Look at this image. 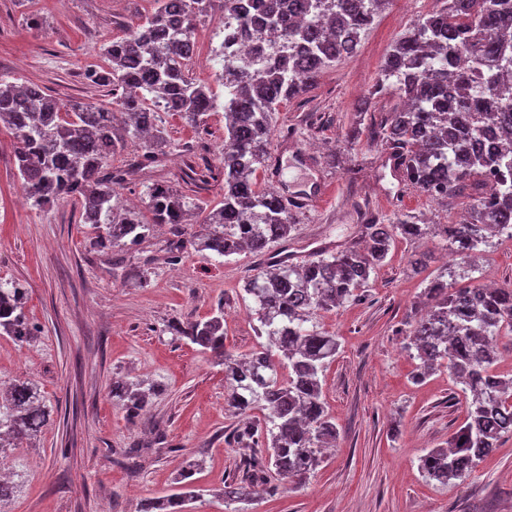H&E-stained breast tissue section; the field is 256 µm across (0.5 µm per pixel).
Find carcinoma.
<instances>
[{
  "label": "carcinoma",
  "instance_id": "carcinoma-1",
  "mask_svg": "<svg viewBox=\"0 0 512 512\" xmlns=\"http://www.w3.org/2000/svg\"><path fill=\"white\" fill-rule=\"evenodd\" d=\"M145 23L103 44L104 67L86 78L106 88L115 113L91 104L59 102L35 83L0 76V127L14 135V157L27 199L39 207L74 200L81 221L97 230L96 245L134 246L159 224H186L193 215L186 196L161 181L147 190L150 222L112 205V186L137 174L153 173L169 154L170 142L156 122V109L178 114L192 127L224 110V202L201 211L194 245L229 257L265 253L288 239L293 216L283 194L258 187L257 172L267 155L271 114L305 94L328 63L353 53L360 33L387 0H271L256 23L244 0H224V14L245 25L279 34L271 47L288 52L272 67H235L216 73L228 89L227 103L210 87L193 81L188 64L196 55L195 25L213 0H158ZM470 60L477 81L450 69L458 55ZM394 89L407 106L390 113L382 142L400 177L435 199L456 195L468 181L494 177L495 193H483L468 218L443 229V241L466 265L489 243L497 228L512 231V0H448V6L419 20L386 57L381 78L369 92ZM129 139L144 152L125 168L112 169V155ZM427 225L401 219L367 225L368 245L323 252L303 265L281 262L253 276L244 292L253 303L258 337L266 342L241 359L224 358V305L207 318L173 327L175 333L224 364L228 407L243 420L227 442L243 450L242 474L224 481L220 496L231 505L250 500V486L273 472L281 483L301 480L323 462L336 440V423L325 410L323 372L335 359L336 337L313 323L316 312L358 296L371 273L399 238L415 241ZM448 276L433 279L432 305L410 325L405 350L418 360L415 379L441 367L465 393V418L445 448L419 457L429 481L448 485L471 478L500 440L512 436V375L495 369L496 340L512 333V288L457 287ZM26 291L0 282V336L28 343L38 333L24 311ZM112 402L127 416L144 415L157 388L142 381L114 380ZM264 411L262 422L250 413ZM52 411L36 383L0 385V456L20 447L49 423ZM199 470L188 462L172 493L145 498L138 512H188L203 498Z\"/></svg>",
  "mask_w": 512,
  "mask_h": 512
}]
</instances>
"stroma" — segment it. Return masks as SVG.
Segmentation results:
<instances>
[{
	"label": "stroma",
	"mask_w": 512,
	"mask_h": 512,
	"mask_svg": "<svg viewBox=\"0 0 512 512\" xmlns=\"http://www.w3.org/2000/svg\"><path fill=\"white\" fill-rule=\"evenodd\" d=\"M447 3L387 0L354 53L271 115L268 152L280 166L263 167L259 187L322 201L293 209L295 229L270 255L299 263L321 249L363 244L368 214L384 224L407 215L428 233L397 239L361 296L318 312L320 330L340 344L323 378L336 445L313 474L255 491L243 512H512L510 435L468 480L443 486L422 476L419 456L447 445L464 420L465 397L444 368L414 381L416 362L403 349L405 324L428 305L430 281L454 265L440 227L465 218L481 190L469 185L447 202L433 199L395 176L388 151L370 133L402 104L392 90L370 94L391 46ZM155 8L154 0H0V74L37 83L65 104L111 107L105 88L83 74L103 65L102 44ZM33 17L40 27H30ZM223 18L222 0H213L196 22L198 51L189 65L190 77L219 96L213 51ZM157 123L174 146L163 180L188 201H223V176H186L218 165L223 113L195 128L161 111ZM193 231L188 225L174 235L163 226L132 247H96L77 203L38 209L26 199L14 139L0 129V280L23 285L26 315L39 329L29 343L0 336V383L34 380L54 408L37 439L13 452L19 488L0 512H137L143 498L173 489L189 461L199 462L197 483L209 490L190 512H227L212 492L235 473L240 452L224 434L241 420L225 404L223 365L173 326L223 306L225 356L249 353L257 321L242 286L269 255L209 257L197 252ZM417 258L422 268L414 267ZM478 265L479 282L512 284V239L493 238ZM116 377L158 386L146 415L132 421L113 404ZM136 443L144 450L131 469L124 451Z\"/></svg>",
	"instance_id": "obj_1"
}]
</instances>
